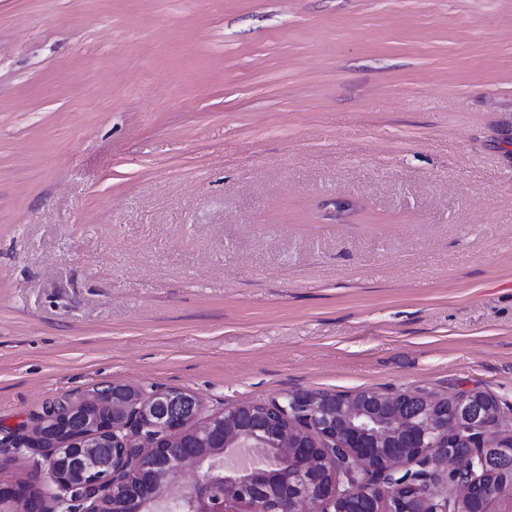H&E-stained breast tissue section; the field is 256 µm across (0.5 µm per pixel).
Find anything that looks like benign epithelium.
<instances>
[{"instance_id":"obj_1","label":"benign epithelium","mask_w":512,"mask_h":512,"mask_svg":"<svg viewBox=\"0 0 512 512\" xmlns=\"http://www.w3.org/2000/svg\"><path fill=\"white\" fill-rule=\"evenodd\" d=\"M157 393L115 385L112 435L125 452L105 476L94 446L104 428L90 427L65 443L70 458L86 475L79 485L68 480L53 449L28 439L0 446L19 456L41 458L49 496L46 512L76 505L79 512H100L102 498L127 473L157 458L177 431L173 407L155 412ZM190 415L182 421L207 433L216 430L218 448H198L168 468L161 499L181 512H345L339 505L358 501L359 512H459L457 501L488 466L490 448H511L512 429L503 425L500 403L482 390L454 400L451 415L439 413L440 396L425 390L389 394L362 390L354 394L296 391L277 403L288 422L274 434L253 419L252 405L198 418L203 400L190 396ZM326 470L328 483L313 485L309 474ZM191 470L197 480L189 490L172 476ZM293 476L303 491L279 501V483ZM224 489V496L213 494ZM479 512H512V482L485 493Z\"/></svg>"}]
</instances>
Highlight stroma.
<instances>
[{"mask_svg": "<svg viewBox=\"0 0 512 512\" xmlns=\"http://www.w3.org/2000/svg\"><path fill=\"white\" fill-rule=\"evenodd\" d=\"M112 384L512 408V0H0V429Z\"/></svg>", "mask_w": 512, "mask_h": 512, "instance_id": "obj_1", "label": "stroma"}]
</instances>
